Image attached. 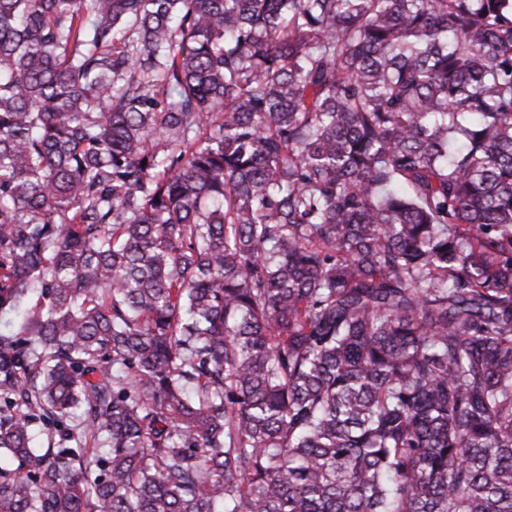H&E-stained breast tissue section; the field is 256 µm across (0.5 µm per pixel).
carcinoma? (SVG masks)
Returning <instances> with one entry per match:
<instances>
[{
  "mask_svg": "<svg viewBox=\"0 0 512 512\" xmlns=\"http://www.w3.org/2000/svg\"><path fill=\"white\" fill-rule=\"evenodd\" d=\"M3 315L0 512H512V0H0Z\"/></svg>",
  "mask_w": 512,
  "mask_h": 512,
  "instance_id": "carcinoma-1",
  "label": "carcinoma"
}]
</instances>
